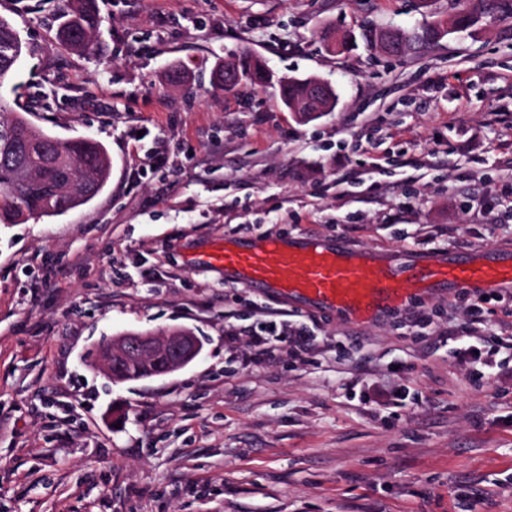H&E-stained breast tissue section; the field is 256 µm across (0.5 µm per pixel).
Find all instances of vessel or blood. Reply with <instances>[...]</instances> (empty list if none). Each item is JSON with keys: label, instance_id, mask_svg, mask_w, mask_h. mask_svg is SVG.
I'll return each instance as SVG.
<instances>
[{"label": "vessel or blood", "instance_id": "vessel-or-blood-1", "mask_svg": "<svg viewBox=\"0 0 512 512\" xmlns=\"http://www.w3.org/2000/svg\"><path fill=\"white\" fill-rule=\"evenodd\" d=\"M482 250L489 256L484 263L468 248L383 263L340 239L265 235L213 243L199 259L258 293L362 323L401 305L414 289H512V255L492 243Z\"/></svg>", "mask_w": 512, "mask_h": 512}]
</instances>
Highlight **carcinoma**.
<instances>
[{
	"label": "carcinoma",
	"instance_id": "obj_1",
	"mask_svg": "<svg viewBox=\"0 0 512 512\" xmlns=\"http://www.w3.org/2000/svg\"><path fill=\"white\" fill-rule=\"evenodd\" d=\"M62 22L58 39L70 50L90 55L102 37L103 21L95 0H61ZM448 23L428 24L416 37L421 44L434 42L451 32L476 26L497 10L509 9L508 0H451ZM24 44L18 30L0 17V83L20 59ZM264 85L268 75L257 62L244 60L224 67L218 87ZM283 103L293 112L310 116L336 107L330 85L308 77L279 81ZM110 159L104 145L75 138L61 140L48 134L27 117L23 105L5 111L0 106V224H16L30 217L62 215L96 197L110 177Z\"/></svg>",
	"mask_w": 512,
	"mask_h": 512
}]
</instances>
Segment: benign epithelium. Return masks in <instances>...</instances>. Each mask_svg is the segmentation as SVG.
<instances>
[{
	"mask_svg": "<svg viewBox=\"0 0 512 512\" xmlns=\"http://www.w3.org/2000/svg\"><path fill=\"white\" fill-rule=\"evenodd\" d=\"M202 343L192 330L172 327L162 333L128 331L91 353L95 365L114 380L124 379L131 368L145 378L179 371L193 362Z\"/></svg>",
	"mask_w": 512,
	"mask_h": 512,
	"instance_id": "1",
	"label": "benign epithelium"
}]
</instances>
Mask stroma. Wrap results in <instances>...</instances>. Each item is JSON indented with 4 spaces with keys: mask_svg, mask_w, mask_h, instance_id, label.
<instances>
[{
    "mask_svg": "<svg viewBox=\"0 0 512 512\" xmlns=\"http://www.w3.org/2000/svg\"><path fill=\"white\" fill-rule=\"evenodd\" d=\"M418 2L96 0L85 57L57 0H0L25 44L0 96L111 159L87 205L0 224V512H512V293L482 323L476 291L440 288L353 326L191 261L265 234L512 249V19L383 54L386 28L447 19ZM243 57L272 82L215 89ZM283 76L329 82L334 111L296 118ZM457 326L492 368L450 357ZM171 327L203 344L178 372L89 364Z\"/></svg>",
    "mask_w": 512,
    "mask_h": 512,
    "instance_id": "35a3bbf8",
    "label": "stroma"
}]
</instances>
